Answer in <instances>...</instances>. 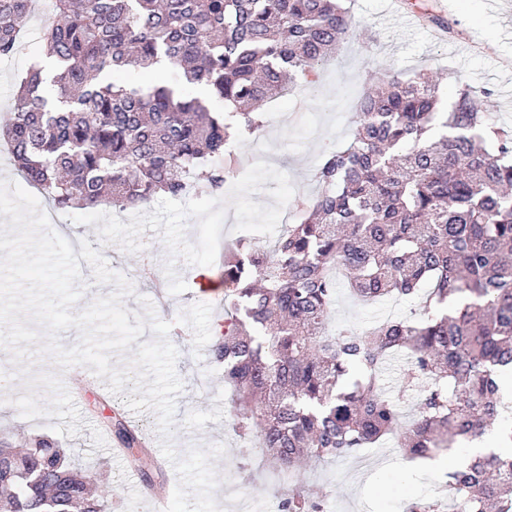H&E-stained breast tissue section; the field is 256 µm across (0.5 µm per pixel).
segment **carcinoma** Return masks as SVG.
I'll return each instance as SVG.
<instances>
[{
  "instance_id": "carcinoma-1",
  "label": "carcinoma",
  "mask_w": 512,
  "mask_h": 512,
  "mask_svg": "<svg viewBox=\"0 0 512 512\" xmlns=\"http://www.w3.org/2000/svg\"><path fill=\"white\" fill-rule=\"evenodd\" d=\"M32 0H0V58L20 48ZM353 27L344 0H53L41 33L52 76L32 67L0 123L26 183L56 209H125L182 197L202 179H237L227 147L264 127L282 96ZM181 67L176 81L116 83L128 66ZM205 86L224 102L210 110ZM458 80L447 111L438 84L390 70L364 92L348 145L325 151L320 191L265 254L240 239L224 253V332L211 346L267 460L290 470L395 437L430 458L458 438L499 430L512 443L502 379L512 374V128ZM224 159V165L214 159ZM370 302L422 296L426 316L325 332L336 270ZM406 350L404 390L418 415L399 432L381 391L386 359ZM0 490L9 512H102L90 474L45 441ZM453 512H512V455H477L444 484ZM287 512H320L301 489Z\"/></svg>"
}]
</instances>
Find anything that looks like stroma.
<instances>
[{
	"mask_svg": "<svg viewBox=\"0 0 512 512\" xmlns=\"http://www.w3.org/2000/svg\"><path fill=\"white\" fill-rule=\"evenodd\" d=\"M353 28L334 57L324 62L316 82L298 81L284 96L266 104L276 119L267 123L260 141L270 155L252 164L255 143L238 146L242 173L219 195L198 190L189 198H154L147 206L118 211L104 203L93 209L57 210L54 231L70 242L89 241L111 270L124 275L134 288L124 300L132 313H142L141 298H152L155 281L168 287L169 309L161 320L172 321L199 303L196 277H218L225 246L246 238L270 250L287 224L301 212L295 203L317 191L315 170L322 152L349 143L357 103L389 70L437 75L440 98L449 101L456 80L488 90L484 103L493 119L512 126V0H351ZM424 13L440 15L452 28L438 40L423 25ZM41 23L30 21L23 48L0 60V119L7 118L17 81L42 57ZM421 310L413 299L384 301L372 306L354 302L337 286L332 325L364 328L377 320L415 319ZM176 371L183 388L176 399L171 442L178 454L191 447L221 444L214 459L223 495V512H283V489L304 486L329 489L323 512H405L413 498H434L447 471L455 466L453 451L442 452L444 469L431 472L413 467L395 440L324 464H307L288 479L271 474L256 439H245L234 428L235 410L224 387L223 369L209 349L192 343L178 345ZM404 356H392L381 373L385 393L396 402L401 426L416 416L417 403L405 393ZM53 358L37 352L15 364L0 349V373L12 384L8 404L0 408V434L14 445L45 438L61 446L71 462L89 469L99 486L104 512H146L150 489L173 492L178 476L154 448L139 455L115 454L116 420L129 412L130 392L100 396L80 390L69 397L49 392L56 372ZM123 487L121 506L113 504L114 487Z\"/></svg>",
	"mask_w": 512,
	"mask_h": 512,
	"instance_id": "35a3bbf8",
	"label": "stroma"
}]
</instances>
